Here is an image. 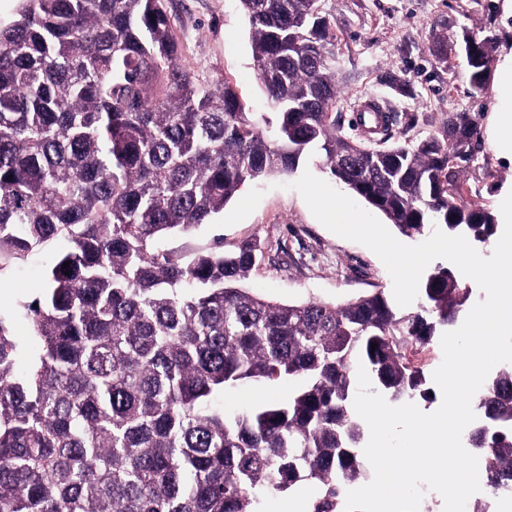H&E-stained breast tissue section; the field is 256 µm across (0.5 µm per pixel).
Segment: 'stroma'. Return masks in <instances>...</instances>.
<instances>
[{
  "instance_id": "35a3bbf8",
  "label": "stroma",
  "mask_w": 512,
  "mask_h": 512,
  "mask_svg": "<svg viewBox=\"0 0 512 512\" xmlns=\"http://www.w3.org/2000/svg\"><path fill=\"white\" fill-rule=\"evenodd\" d=\"M181 45L180 64L200 80H231L257 116H272L252 56L247 18L238 0H167ZM335 37L329 47L341 96L336 110L351 131L357 105L376 98L392 112L393 141L413 144L440 135L451 112L470 113L477 124L470 158L456 169L469 200L497 211L512 191V163L499 159L488 141L493 82L474 89L465 61V36L493 39V55L512 40V14L503 0H322ZM444 34L447 64L437 61L435 34ZM295 175L245 185L211 223L166 239V249L189 255L222 242L225 248L259 241L263 257L246 282L260 296L283 303L319 299L341 303L376 291L391 293L382 261L362 244L341 238L311 213L290 185ZM72 247L64 237L0 273V313L10 316L12 335L26 370L36 351L19 314L46 282L52 260Z\"/></svg>"
}]
</instances>
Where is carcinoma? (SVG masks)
<instances>
[{"label": "carcinoma", "mask_w": 512, "mask_h": 512, "mask_svg": "<svg viewBox=\"0 0 512 512\" xmlns=\"http://www.w3.org/2000/svg\"><path fill=\"white\" fill-rule=\"evenodd\" d=\"M239 2L276 115L266 132L230 80L178 63L166 0H23L0 26V272L73 244L23 304L38 344L25 373L0 316V512H258L260 495L309 480L322 492L307 512H345L368 476L354 365L394 400L430 398L412 356L473 294L451 268L427 274L414 312L381 291L287 305L245 288L252 241L188 259L162 246L314 149L410 239L438 225L478 247L497 231L456 171L470 113H448L440 138L370 148L336 119L320 0ZM491 41L467 58L479 90ZM246 382L292 392L245 413L213 405ZM477 409L467 445L490 493L512 498V365Z\"/></svg>", "instance_id": "1"}]
</instances>
